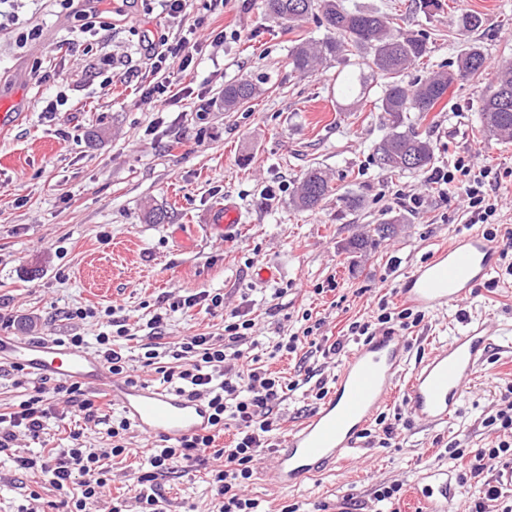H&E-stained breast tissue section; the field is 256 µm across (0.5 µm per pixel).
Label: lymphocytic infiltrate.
<instances>
[{
	"mask_svg": "<svg viewBox=\"0 0 512 512\" xmlns=\"http://www.w3.org/2000/svg\"><path fill=\"white\" fill-rule=\"evenodd\" d=\"M106 0H60L62 9L81 18L79 28L72 30L64 40L66 52L77 51L86 37L111 30ZM200 46L196 25H189L182 36L172 39L161 35L149 51V65L158 73L178 64L188 68ZM436 185L440 198L462 193L468 214V226H482L490 238L512 239V229L497 220L500 199L497 191L502 183L500 171L490 167L474 168L465 157H457L452 164L433 168L428 176ZM422 314L410 309H398L388 301L378 303V314L372 321H355L348 327L353 340L373 334L374 324H389L402 329L420 324ZM163 314L157 313L147 322L148 341L143 345L141 361L155 367L159 385L164 389L204 400L211 411V430L207 434L183 439L176 443L157 439L154 448L144 458L145 469L137 478L135 500L142 512H161L154 484L159 477L172 472L178 464L194 463L213 458L223 460L221 469L212 471L211 480L218 486L219 497L212 512H255V500L241 497L240 488L253 475V462L258 449L271 445L274 430L273 409L285 401L296 383L285 382L269 370L267 359L281 351H295L302 338L311 337L313 327H305L301 335L277 341L266 354H259L260 343L251 334V320H237L225 325L220 336L192 334L176 340L161 341ZM129 334L125 326L112 332H100L95 341L98 353L114 377L136 383L124 346ZM61 396L68 414L84 422L103 424L112 440L108 451L85 447L82 430L69 435L64 448H52L48 453L33 452L26 456L14 455L12 443L19 435L39 439L44 423L53 412L51 396ZM105 393L88 398L80 383L39 386L34 396L24 400L10 411L0 412V454L13 456L19 468L49 476L51 485L60 494L69 496L74 512H86L88 505L97 503L104 495L107 480L103 471L105 455L126 457L131 453L126 435L131 428L128 419H115ZM233 422L235 438L229 447H216L217 437L226 422ZM486 426L497 433L493 447L477 452L471 460L468 473L471 479L482 481L483 495L463 512H512V490L496 480L485 478L496 459L512 457V398L502 397L495 412L485 420Z\"/></svg>",
	"mask_w": 512,
	"mask_h": 512,
	"instance_id": "1",
	"label": "lymphocytic infiltrate"
}]
</instances>
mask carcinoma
Here are the masks:
<instances>
[{
	"mask_svg": "<svg viewBox=\"0 0 512 512\" xmlns=\"http://www.w3.org/2000/svg\"><path fill=\"white\" fill-rule=\"evenodd\" d=\"M264 11L290 24L313 16L331 36L321 41L301 42L291 51L290 64L299 74H311L324 61L347 62L363 50V65L384 80L378 105L384 114L386 135L376 146L378 163L398 174L426 170L434 158L430 140L409 123L410 113L429 112L460 79L482 73L486 56L471 46L446 70L434 71L420 82L406 86L402 76L427 54L426 42L417 36L392 32L387 17L378 13L350 11L339 0H263ZM257 86L248 79L224 87V109H235L252 99ZM480 132L488 139L512 142V63L498 67L491 93L480 106ZM328 174L311 168L301 177L295 191V206L302 210L318 207L332 193Z\"/></svg>",
	"mask_w": 512,
	"mask_h": 512,
	"instance_id": "1",
	"label": "carcinoma"
}]
</instances>
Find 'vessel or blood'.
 I'll use <instances>...</instances> for the list:
<instances>
[{"mask_svg":"<svg viewBox=\"0 0 512 512\" xmlns=\"http://www.w3.org/2000/svg\"><path fill=\"white\" fill-rule=\"evenodd\" d=\"M499 251V242L481 233L461 235L408 274L399 295L424 312L447 309L480 286L495 268ZM493 345L490 328L473 323L410 369L406 337L395 331L372 336L352 350L330 395L278 448L268 468L269 479L278 487L293 488L335 465L357 446L364 428L397 394L419 422H447ZM0 358L49 379L104 389L147 438L175 442L210 428V410L203 400L149 384H127L112 377L101 359L55 340L0 338ZM451 481L448 472L431 470L421 493L437 502L447 497Z\"/></svg>","mask_w":512,"mask_h":512,"instance_id":"1","label":"vessel or blood"}]
</instances>
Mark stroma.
Returning <instances> with one entry per match:
<instances>
[{
	"label": "stroma",
	"instance_id": "1",
	"mask_svg": "<svg viewBox=\"0 0 512 512\" xmlns=\"http://www.w3.org/2000/svg\"><path fill=\"white\" fill-rule=\"evenodd\" d=\"M343 0L345 7L395 17L403 33L425 40L423 60L406 70L415 84L432 70L451 65L468 46L479 45L490 70L512 61V0ZM107 39L88 38L76 55L56 53L57 42L77 26L57 0H24L18 26H0V91L18 98V121L0 131V336L26 339L94 336L108 319L125 321L130 356H138L146 322L165 314L167 340L187 334L219 335L233 313L253 319L259 338L291 336L304 314L322 326L323 336L346 334L351 322L369 318L379 298L397 303L396 288L413 267L450 244L466 222L461 202H446L425 173L395 177L378 167L373 147L386 132L375 103L383 82L372 77L369 98L344 93L358 65L324 63L310 75L294 72L288 55L298 43L322 39L316 19L291 26L265 14L262 0H188L186 23L202 21L204 42L187 71L171 76L176 105L157 111L141 98L152 78L143 36H160L159 10L151 0H111ZM475 13L478 28L465 31L459 18ZM39 28L40 39L15 43L16 27ZM223 34L220 46L210 42ZM50 71L35 78L32 68ZM258 86L254 99L225 111L224 87L241 79ZM489 74L456 82L427 115L412 114L415 126L434 147V165H445L456 148L476 166L507 171L498 191L500 223L512 227V142L477 135L480 104ZM65 91L62 111L47 112L46 100ZM212 99L198 109V95ZM320 167L340 192L361 204L345 210L328 198L312 211L292 203L307 169ZM421 198L410 209V198ZM232 204L237 226L223 237L208 227L212 213ZM163 210V223H148L147 208ZM402 215L394 237L376 239L362 253L348 240L393 215ZM272 276L260 279L261 269ZM285 289L274 297V289ZM201 291L221 294L223 307L170 311V297ZM94 308L95 317L68 319L69 311ZM495 330L496 349L472 380L447 423L417 422L402 399L384 407L395 427L390 447L361 439L343 465L306 478L299 487L276 488L266 475L274 451L260 449L253 475L243 489L261 512H370L381 486L400 482L401 512H424L410 497L429 470L452 475L450 512L463 500L481 497L482 487L459 480L455 448L474 453L496 439L484 419L512 386V280L481 284L462 303L425 314L407 329L409 360L447 343L469 319ZM286 381L306 376L335 377L336 364L309 344L280 352L270 364ZM41 379L16 374L0 361V410L34 395ZM306 388L290 392L273 411V441L288 434L318 407ZM138 456L108 459L106 494L125 500L135 512ZM215 461L193 463L159 478L163 512H209L216 489L206 478ZM42 512H64L48 477L0 459V512H24L31 501Z\"/></svg>",
	"mask_w": 512,
	"mask_h": 512
}]
</instances>
